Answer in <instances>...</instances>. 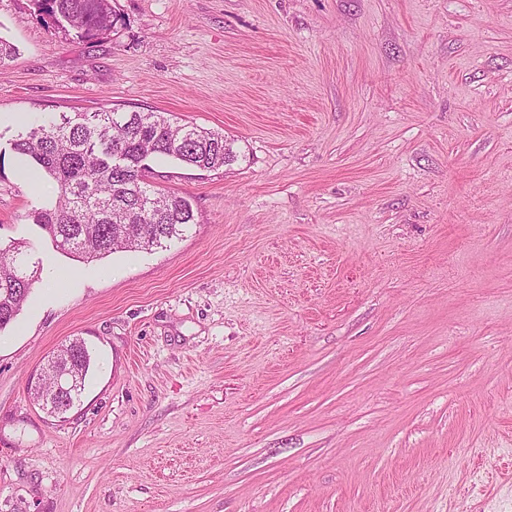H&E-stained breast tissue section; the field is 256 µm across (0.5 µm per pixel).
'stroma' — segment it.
Listing matches in <instances>:
<instances>
[{"label":"stroma","instance_id":"stroma-1","mask_svg":"<svg viewBox=\"0 0 512 512\" xmlns=\"http://www.w3.org/2000/svg\"><path fill=\"white\" fill-rule=\"evenodd\" d=\"M97 39L0 0V512H512V0H112ZM224 134L151 160L197 224L85 262L28 215L17 116ZM82 340L66 418L29 379ZM25 247V242L0 247V330L6 328L27 303L37 278V270L28 273ZM57 356L64 357L65 360H67L68 356L72 359L71 364L73 371L81 376L84 389L85 379L91 366V357L87 347L85 346L77 352H74L73 349L68 348V345H66L57 353Z\"/></svg>","mask_w":512,"mask_h":512}]
</instances>
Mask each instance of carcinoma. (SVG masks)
<instances>
[{
    "instance_id": "obj_1",
    "label": "carcinoma",
    "mask_w": 512,
    "mask_h": 512,
    "mask_svg": "<svg viewBox=\"0 0 512 512\" xmlns=\"http://www.w3.org/2000/svg\"><path fill=\"white\" fill-rule=\"evenodd\" d=\"M63 31L95 38L116 19L111 0H36ZM57 184L55 201L31 213L56 248L86 261L128 250H151L182 237L197 223L191 198L157 188L148 160L172 157L203 171L237 159L224 135L171 121L161 112H61L32 124L10 142ZM37 272L26 243L0 247V330L27 303ZM59 357L86 379L87 348L63 347Z\"/></svg>"
}]
</instances>
